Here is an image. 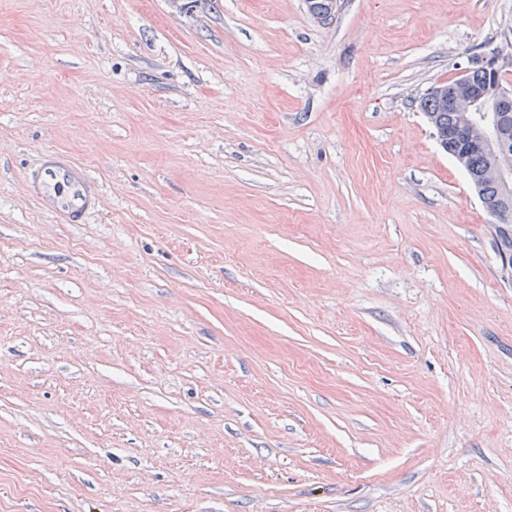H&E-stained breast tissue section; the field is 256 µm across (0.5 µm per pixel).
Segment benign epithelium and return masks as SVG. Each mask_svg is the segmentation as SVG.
<instances>
[{
	"label": "benign epithelium",
	"mask_w": 512,
	"mask_h": 512,
	"mask_svg": "<svg viewBox=\"0 0 512 512\" xmlns=\"http://www.w3.org/2000/svg\"><path fill=\"white\" fill-rule=\"evenodd\" d=\"M512 66V41L488 49L468 60L452 81L431 86L425 96L441 102L443 110L457 114V126L467 144L491 156L479 181L494 183L500 196L494 225L512 214V87L499 79Z\"/></svg>",
	"instance_id": "benign-epithelium-1"
}]
</instances>
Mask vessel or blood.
<instances>
[{
  "instance_id": "vessel-or-blood-1",
  "label": "vessel or blood",
  "mask_w": 512,
  "mask_h": 512,
  "mask_svg": "<svg viewBox=\"0 0 512 512\" xmlns=\"http://www.w3.org/2000/svg\"><path fill=\"white\" fill-rule=\"evenodd\" d=\"M27 188L43 209L65 222L80 224L102 203L99 187L66 155L46 152L27 177Z\"/></svg>"
}]
</instances>
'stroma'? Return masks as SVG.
Returning <instances> with one entry per match:
<instances>
[{"instance_id":"obj_1","label":"stroma","mask_w":512,"mask_h":512,"mask_svg":"<svg viewBox=\"0 0 512 512\" xmlns=\"http://www.w3.org/2000/svg\"><path fill=\"white\" fill-rule=\"evenodd\" d=\"M512 0H0V512H512V279L416 100ZM102 189L65 224L25 176ZM27 188L43 209L69 224H82L102 203L99 187L66 155L44 153L27 177Z\"/></svg>"}]
</instances>
